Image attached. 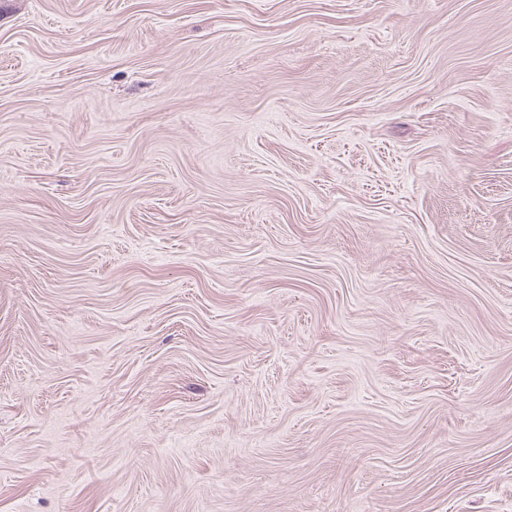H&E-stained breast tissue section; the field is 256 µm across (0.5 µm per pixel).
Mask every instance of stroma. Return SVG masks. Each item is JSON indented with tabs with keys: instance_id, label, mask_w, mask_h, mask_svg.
<instances>
[{
	"instance_id": "1",
	"label": "stroma",
	"mask_w": 512,
	"mask_h": 512,
	"mask_svg": "<svg viewBox=\"0 0 512 512\" xmlns=\"http://www.w3.org/2000/svg\"><path fill=\"white\" fill-rule=\"evenodd\" d=\"M0 512H512V0H0Z\"/></svg>"
}]
</instances>
